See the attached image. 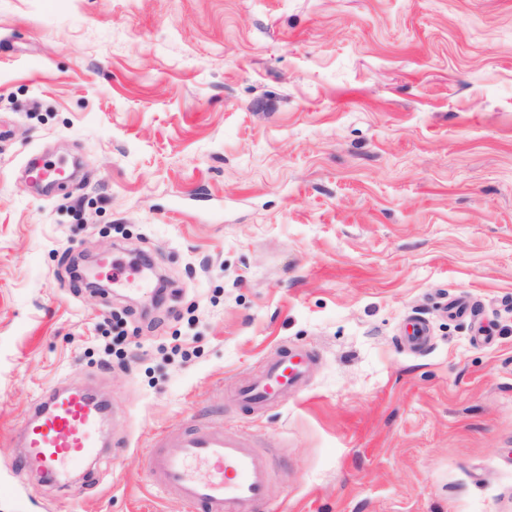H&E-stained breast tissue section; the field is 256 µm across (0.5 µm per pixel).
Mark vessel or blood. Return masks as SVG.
I'll use <instances>...</instances> for the list:
<instances>
[{
    "mask_svg": "<svg viewBox=\"0 0 512 512\" xmlns=\"http://www.w3.org/2000/svg\"><path fill=\"white\" fill-rule=\"evenodd\" d=\"M308 363L302 351H282L236 397L255 412L278 404L304 379ZM110 414L87 388L52 390L21 424L23 462L50 479H71L99 456ZM147 457L153 485L176 489L188 512H257L266 501L271 460L243 436L197 424L159 435Z\"/></svg>",
    "mask_w": 512,
    "mask_h": 512,
    "instance_id": "obj_1",
    "label": "vessel or blood"
}]
</instances>
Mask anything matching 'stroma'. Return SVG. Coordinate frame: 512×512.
I'll use <instances>...</instances> for the list:
<instances>
[{
  "label": "stroma",
  "mask_w": 512,
  "mask_h": 512,
  "mask_svg": "<svg viewBox=\"0 0 512 512\" xmlns=\"http://www.w3.org/2000/svg\"><path fill=\"white\" fill-rule=\"evenodd\" d=\"M69 385L115 413L75 494L15 440ZM194 421L273 458L263 512H512V0H0V512H184L144 450ZM309 356L299 350L285 349L250 384L236 391V398L253 412L278 404L305 377Z\"/></svg>",
  "instance_id": "1"
}]
</instances>
